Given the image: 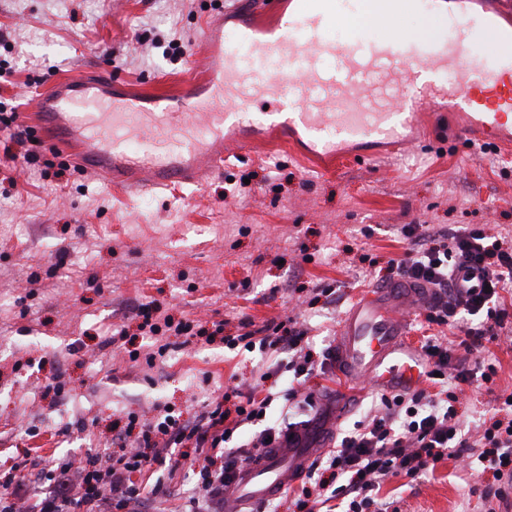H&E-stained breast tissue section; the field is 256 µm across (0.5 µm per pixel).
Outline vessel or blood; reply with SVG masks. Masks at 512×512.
<instances>
[{"label": "vessel or blood", "mask_w": 512, "mask_h": 512, "mask_svg": "<svg viewBox=\"0 0 512 512\" xmlns=\"http://www.w3.org/2000/svg\"><path fill=\"white\" fill-rule=\"evenodd\" d=\"M367 7L386 25L401 10L421 8L439 16L442 32L424 42L404 34L374 40L357 28L339 42L330 36L341 15L337 0H294L273 39L257 32L275 22L274 11H246L229 34L218 15L202 27V73L178 92L139 94L105 74L61 78L38 93L34 121L83 172L126 188L197 183L223 168L224 134L245 123L243 114L221 110L227 100L281 103L283 121L254 146L295 149L307 138L305 160L326 171L366 132L394 150L416 146L437 126L444 100L459 116L451 137L512 150V0H368ZM476 32L492 41L473 64L464 50ZM415 298L390 286L355 301L336 339L345 379L420 384L422 360L407 341ZM309 457L303 444L284 437L240 472L226 512L280 495Z\"/></svg>", "instance_id": "1"}]
</instances>
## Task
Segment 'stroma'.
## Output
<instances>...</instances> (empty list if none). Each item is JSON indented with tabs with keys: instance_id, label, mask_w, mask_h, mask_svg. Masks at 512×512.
Segmentation results:
<instances>
[{
	"instance_id": "obj_1",
	"label": "stroma",
	"mask_w": 512,
	"mask_h": 512,
	"mask_svg": "<svg viewBox=\"0 0 512 512\" xmlns=\"http://www.w3.org/2000/svg\"><path fill=\"white\" fill-rule=\"evenodd\" d=\"M236 0H0V101L31 125V93L60 76L110 73L133 88L174 91L203 65L201 28ZM43 172L23 171L0 152V472L30 455L50 467L118 452L128 415L152 420L170 407L191 420L229 388L257 385L270 364L260 351L222 341L170 337L147 366L155 337L137 308L203 323L232 335L298 318L313 349L335 345L345 313L385 286L381 271L407 248L403 225H487L512 241V153L436 133L415 149L331 172L279 149L233 153L196 184L127 191L77 167L41 140ZM342 297L320 306L315 289ZM126 331L116 340L118 331ZM481 353L497 374L465 386L458 414L475 430L512 394V324ZM60 374L66 392L43 395ZM335 373L313 372L301 391L331 407L326 439L369 414L377 386L344 397ZM195 453L156 468L166 495L134 512H185ZM491 474L439 461L408 483L387 480L381 500L398 512H480Z\"/></svg>"
}]
</instances>
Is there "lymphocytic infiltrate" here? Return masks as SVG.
<instances>
[{
	"label": "lymphocytic infiltrate",
	"mask_w": 512,
	"mask_h": 512,
	"mask_svg": "<svg viewBox=\"0 0 512 512\" xmlns=\"http://www.w3.org/2000/svg\"><path fill=\"white\" fill-rule=\"evenodd\" d=\"M401 234L408 247L401 258L391 260L392 272L411 287L434 290L425 319L459 329L466 354L453 356L441 337H426L421 346L428 366L425 376L436 380L438 391L381 396L382 412L358 422L333 450L312 464L311 483L303 487L297 505L304 512H317V505L336 499L344 512H383L378 493L387 479H416L430 465L455 458L477 460L491 473L495 485L485 493L493 502L488 512H512V418H492L473 447L462 436L456 410L461 385L477 377L487 383L493 379V365L469 362L467 355L482 347L494 328L512 319V306L505 302L506 294L512 293V246L479 226L431 232L406 224ZM140 314L156 335L220 336L230 348L241 345L286 355V362L276 369L287 374L290 384L277 391L255 386L231 409L223 401H213L188 421L169 411L143 424L129 420L128 429L137 432L133 448L110 456L104 464L92 454L77 466L59 463L60 471H77V487L62 486L36 503L12 489L16 476L30 464L26 458L17 461L0 474V512H103L107 507L128 512L141 497L163 494V486L150 481L153 468L165 465L166 451L186 447L203 457L191 512H209L222 504L238 471L276 447L282 432L265 428L246 447H227V440L241 426L262 420L274 400L300 399L312 405V397H300L296 382L309 376L315 366H330L335 360L331 348L323 349L321 359H314L307 328L291 317L260 326L246 318L240 322V334L228 336L220 321L206 328L167 315L157 323L153 308L146 304Z\"/></svg>",
	"instance_id": "1"
}]
</instances>
